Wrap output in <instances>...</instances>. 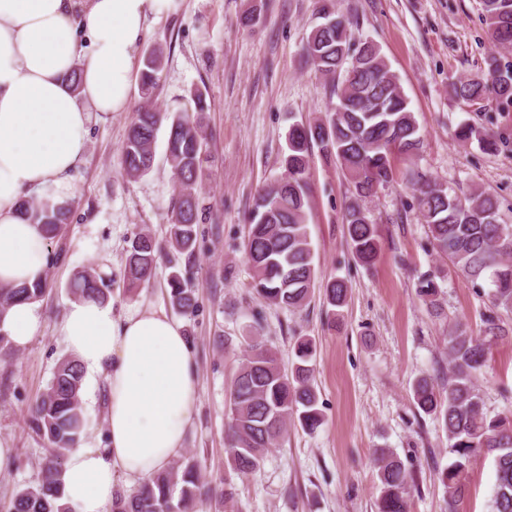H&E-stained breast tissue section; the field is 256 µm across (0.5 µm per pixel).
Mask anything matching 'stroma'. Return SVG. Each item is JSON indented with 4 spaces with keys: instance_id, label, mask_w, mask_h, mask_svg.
Wrapping results in <instances>:
<instances>
[{
    "instance_id": "35a3bbf8",
    "label": "stroma",
    "mask_w": 512,
    "mask_h": 512,
    "mask_svg": "<svg viewBox=\"0 0 512 512\" xmlns=\"http://www.w3.org/2000/svg\"><path fill=\"white\" fill-rule=\"evenodd\" d=\"M354 20L355 36L380 47L422 129L419 169L455 193L479 188L500 201V220L512 224V104L476 106L450 97L449 81L486 69L493 47L479 0H337ZM255 9L259 22L241 16ZM317 14V0H180L150 25L142 51L162 49L165 66L153 99L163 112L191 113L193 94L206 103L209 163L203 187L207 219L198 227L195 256L180 262L197 290L196 315L182 317L199 377V405L184 453L195 456L207 483L231 484L238 512H376L380 490L373 456L393 449L411 469L410 512H491L492 458L469 471L465 496L448 507L436 472L448 463V441L433 416L414 404L411 386L423 375L448 378L447 336L456 322L483 335L491 305L486 294L447 259L435 254L426 225L412 208V191L396 181L365 202L380 226L377 264L355 262L343 222L349 184L340 168L313 150L308 228L319 278L340 277L351 297L340 327L328 325L320 295L299 310L274 308L252 292L244 243L256 192L279 171L292 124L327 111L335 80L304 63L301 47ZM144 104L133 91L129 109L90 124L85 161L75 176L72 218L49 244L48 289L40 300L43 329L23 350L0 354V441L15 464L0 471V503L35 480L48 453L30 429L28 411L66 355L56 328L72 297L69 286L87 267L112 278V301L124 314L169 308L167 260L149 285L129 291L122 260L133 232L164 240L175 179L157 140L152 171L130 181L120 160L131 114ZM469 123L497 143L458 144L453 133ZM439 274L441 316L416 294L421 274ZM509 337L492 342L489 368L477 385L490 414L512 413V312L499 311ZM258 333L289 363L295 337L317 341L315 386L324 424L314 433L289 429L249 474L235 472L226 452L229 390L250 333ZM84 443H107L104 381L82 386Z\"/></svg>"
}]
</instances>
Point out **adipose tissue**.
Returning a JSON list of instances; mask_svg holds the SVG:
<instances>
[{"label":"adipose tissue","instance_id":"1","mask_svg":"<svg viewBox=\"0 0 512 512\" xmlns=\"http://www.w3.org/2000/svg\"><path fill=\"white\" fill-rule=\"evenodd\" d=\"M176 0H0V286L43 276L48 240L19 204L33 191L62 202L87 150L93 115L128 108L149 19ZM78 84H71V73ZM37 302L0 315V333L24 349L42 329ZM88 379L106 385L108 445L68 455L64 498L73 512H106L118 483L167 468L198 405L195 358L182 324L163 309L120 315L80 299L57 327Z\"/></svg>","mask_w":512,"mask_h":512}]
</instances>
